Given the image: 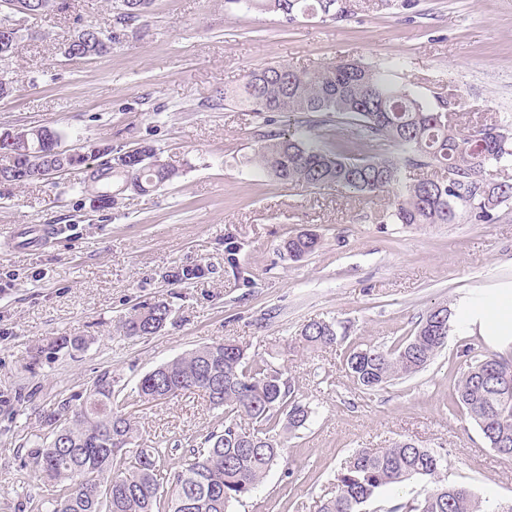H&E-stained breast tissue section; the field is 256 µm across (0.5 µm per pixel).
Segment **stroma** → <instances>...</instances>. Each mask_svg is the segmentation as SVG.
<instances>
[{"instance_id":"stroma-1","label":"stroma","mask_w":512,"mask_h":512,"mask_svg":"<svg viewBox=\"0 0 512 512\" xmlns=\"http://www.w3.org/2000/svg\"><path fill=\"white\" fill-rule=\"evenodd\" d=\"M347 7L339 23H290L228 0H153L111 53L83 60L61 48L87 25L110 32L111 0H66L63 11L25 22L7 68L18 90L0 99V131L45 126L65 145L91 141L116 152L147 143L178 175L145 195L126 192L105 211L93 210L80 167L0 185V512H21L30 495L48 497L24 458L46 439L44 417L61 400L106 371L132 399L139 379L161 363L229 337L285 368L313 410L233 512H316L352 451L403 441L443 453L449 482L493 502L512 499V460L448 408L464 339L512 356L511 344L482 330L489 307L512 296V199L487 222L466 214L456 224H384L388 194L294 188L249 165L266 133L288 130V115L214 103L217 90L260 67L355 60L429 106L447 101L455 127L512 118V0ZM52 224L64 233L46 247L10 240L14 230ZM303 230L319 233L322 245L295 260L284 243ZM228 239L238 246L232 265ZM187 264L202 266L204 276L168 284L166 273ZM166 297L175 315L163 331L119 336L116 324L134 305ZM438 303L463 314L466 332H454L417 375L359 389L343 366L349 349L396 344ZM312 320L334 322L336 345L298 346ZM62 335L88 344L55 351ZM129 411L141 445L172 446V471L186 459V439L203 441L218 426L198 391L157 406L132 400Z\"/></svg>"}]
</instances>
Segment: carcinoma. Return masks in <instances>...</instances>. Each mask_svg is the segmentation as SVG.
<instances>
[{
	"label": "carcinoma",
	"mask_w": 512,
	"mask_h": 512,
	"mask_svg": "<svg viewBox=\"0 0 512 512\" xmlns=\"http://www.w3.org/2000/svg\"><path fill=\"white\" fill-rule=\"evenodd\" d=\"M339 0H228L247 11L274 13L292 22L300 16L328 14L339 22L349 9ZM151 0H112V43L143 17ZM218 101L252 112H286L305 116L309 125L333 118L352 125L348 138L334 148L320 146L308 132L265 136L253 158L255 165L282 184L320 189L347 188L359 194L393 193L383 222L392 224H455L462 213L487 217L512 198V182L492 181L487 168L512 166V121L494 117L463 134L448 123L447 103L430 107L385 75L355 63H330L312 71L284 64L255 69L243 85L224 89ZM150 152L141 145L126 152L128 161H106L87 173V188L110 209L142 165L136 156ZM408 168L439 173L404 181ZM177 176L161 163L145 173L140 192L159 188ZM321 244L318 233L300 232L285 242L299 260ZM197 265L169 274L175 284L202 276ZM173 316L166 299L143 302L120 321L125 337L150 336ZM456 320L446 305L429 309L410 336L385 348L355 347L345 366L367 391L423 370L447 344ZM337 343L334 325L310 321L299 344L318 349ZM80 336H59L54 348L81 350ZM464 370L454 380L448 405L464 411L478 426L487 445L512 459V362L472 344L462 345ZM187 391H202L210 406L224 415L221 427L199 444L177 472L168 473L171 449L136 443L137 427L124 411L128 399L114 388L112 373L98 375L81 392L60 401L45 416L51 428L47 441L30 449L24 466L52 487L51 498L30 497L28 512H231L251 496L282 454L280 429L305 426L312 409L297 397L284 372L249 355L247 346L227 339L199 346L145 374L136 390L144 404L167 400ZM256 424L247 428L242 421ZM447 460L430 448L398 442L389 448H363L353 453L334 477L336 492L317 512H365L385 489L413 478L429 482L421 497L403 501L388 512H512V502L484 504L470 489L445 480Z\"/></svg>",
	"instance_id": "carcinoma-1"
}]
</instances>
